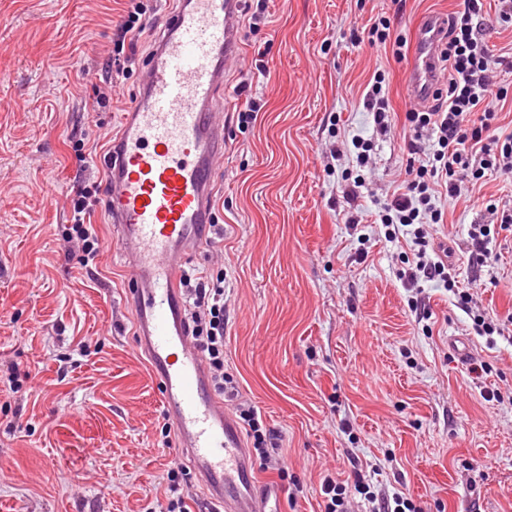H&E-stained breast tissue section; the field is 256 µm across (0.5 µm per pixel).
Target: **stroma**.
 Listing matches in <instances>:
<instances>
[{"instance_id":"obj_1","label":"stroma","mask_w":512,"mask_h":512,"mask_svg":"<svg viewBox=\"0 0 512 512\" xmlns=\"http://www.w3.org/2000/svg\"><path fill=\"white\" fill-rule=\"evenodd\" d=\"M459 0H267L258 29L242 28L241 59L224 77V158L213 220L224 227V369L264 430L280 438L262 471L283 512H325L324 476L346 486L348 512H370L354 487L404 497L421 512H512V233L485 267L469 259L468 229L512 208V173L486 172L444 214L433 240L448 246L459 291L412 288L399 274L409 238L389 243L376 213L402 184L409 59L372 44L383 19L413 38L420 20ZM128 0H0V512H160L178 455L137 343L135 314L103 205L93 261L65 242L80 190L104 182V156L148 60L120 79L111 104L87 105L109 78ZM263 51V70L251 64ZM395 114L375 142L373 169L354 156L327 162L330 144L371 137L362 90L373 74ZM255 99L256 121L234 106ZM363 176L361 224L343 189ZM497 319L494 341L475 315ZM469 344L462 360L449 345ZM488 371L475 378L471 361ZM499 400L488 402L483 388Z\"/></svg>"}]
</instances>
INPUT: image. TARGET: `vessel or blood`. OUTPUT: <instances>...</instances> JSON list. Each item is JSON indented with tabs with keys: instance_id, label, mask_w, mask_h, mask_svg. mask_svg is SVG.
Listing matches in <instances>:
<instances>
[{
	"instance_id": "b4317fda",
	"label": "vessel or blood",
	"mask_w": 512,
	"mask_h": 512,
	"mask_svg": "<svg viewBox=\"0 0 512 512\" xmlns=\"http://www.w3.org/2000/svg\"><path fill=\"white\" fill-rule=\"evenodd\" d=\"M239 0H181L122 115L106 156L108 212L127 268L122 298L136 314L139 348L157 382L177 453L189 458L224 512H282L279 487L256 484L236 421L216 396L187 334L179 280L205 246L215 171L224 156L217 105L225 73L240 60ZM448 19L418 24L408 92L424 104L436 88Z\"/></svg>"
}]
</instances>
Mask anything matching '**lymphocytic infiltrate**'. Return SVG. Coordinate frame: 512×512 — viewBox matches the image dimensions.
<instances>
[{"label":"lymphocytic infiltrate","mask_w":512,"mask_h":512,"mask_svg":"<svg viewBox=\"0 0 512 512\" xmlns=\"http://www.w3.org/2000/svg\"><path fill=\"white\" fill-rule=\"evenodd\" d=\"M484 15L485 0H462L460 9L449 16L448 42L441 55L448 69V91L435 93L431 105L406 112L414 136L405 147L420 163L407 166L403 192L392 194L377 214L387 241L408 237L417 247L415 266L404 273L411 285L422 280L454 283L447 248L431 247L426 232L427 225L444 221L434 204L437 188L455 198L465 177L479 178L490 169L512 170V133L499 134L493 126L508 92L495 81L481 28ZM96 202L94 191L81 192L68 233L69 240L90 257L102 248L90 222ZM180 283L188 299L191 338L213 388L222 398L237 400L234 377L224 370V277L204 275L193 280L185 275Z\"/></svg>","instance_id":"1"}]
</instances>
